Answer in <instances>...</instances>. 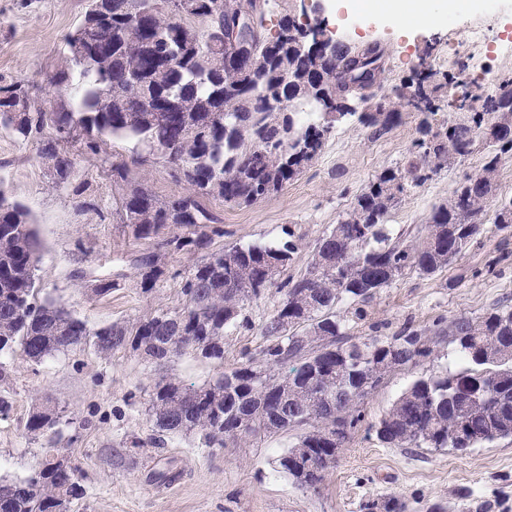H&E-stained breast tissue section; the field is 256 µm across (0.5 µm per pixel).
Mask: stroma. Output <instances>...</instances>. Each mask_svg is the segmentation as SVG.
Segmentation results:
<instances>
[{
	"instance_id": "obj_1",
	"label": "stroma",
	"mask_w": 512,
	"mask_h": 512,
	"mask_svg": "<svg viewBox=\"0 0 512 512\" xmlns=\"http://www.w3.org/2000/svg\"><path fill=\"white\" fill-rule=\"evenodd\" d=\"M323 5L334 37L352 46L377 41L385 47V91L416 85L429 74L490 95L503 77L512 76V0H498L492 13L469 7L456 28L434 22L414 26L404 36L397 35L384 12L359 23L355 10L337 6L336 0ZM84 7L85 0H0V78L29 85L35 106L59 99L48 79L59 68L63 39ZM474 27L498 33L506 47L472 48L468 35ZM448 116L444 106L427 116L406 105L393 128L379 138L355 118L336 125L321 152L279 192L249 206L207 200L224 228L216 247L270 243L291 229L298 250L287 273L299 277L315 240L350 209L375 175L404 161L423 122L438 125ZM135 157L134 141L123 139L108 142L102 154L83 157L84 197L100 205L99 211H83L80 197L52 188L36 144L0 133V189L30 209L43 243L38 283L92 327L132 322L182 302L174 279L152 293L142 292L130 257L144 244L119 225L115 202L123 188L113 182L110 166L128 164L132 176L145 179L162 199L184 193L185 186L164 164L140 166ZM481 163V152H473L408 189L390 214L392 230L410 236L421 232L432 210ZM78 269L86 274L81 289L72 278ZM100 277L113 281L110 294L93 293ZM279 301L273 292L248 305L253 327L226 332L223 364L237 363L257 346L256 327ZM499 303L512 305V225L495 224L489 211L465 254L432 276L405 271L370 301L366 321L350 333L387 336L407 323L432 331L438 321L477 316ZM219 367L189 351L162 370L129 351L103 356L91 347L39 363L15 360L9 379L0 383V395L13 401L9 417L0 418V477H25L42 458L43 439L27 434L24 424L34 408L45 406L58 414L63 435L73 440L86 489L70 512H360L363 502L390 496L405 498L411 512H427L434 503L446 512H480L483 503L488 512H512V440L460 457L445 449L394 448L373 429L417 377L461 371L448 336H437L430 358L394 369L365 399L361 426L315 489L297 487L277 472L278 457L293 443L288 435L265 437L245 448H199L190 436L167 439L161 447L152 443L148 400L160 374L198 386L215 378Z\"/></svg>"
}]
</instances>
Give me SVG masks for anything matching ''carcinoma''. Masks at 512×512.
<instances>
[{"instance_id":"1","label":"carcinoma","mask_w":512,"mask_h":512,"mask_svg":"<svg viewBox=\"0 0 512 512\" xmlns=\"http://www.w3.org/2000/svg\"><path fill=\"white\" fill-rule=\"evenodd\" d=\"M182 17L151 3L137 15L128 0H87L86 10L64 39L63 62L50 76L69 106L31 109L19 81L0 83V132L38 144L52 188L85 191L77 182L80 157L97 155L109 137L132 140L151 157L166 148L165 161L187 192L158 198L129 178L124 163L112 176L126 183L117 202L125 231L148 242L132 266L150 293L168 277L167 259L210 248L224 231L203 201L251 205L295 180L342 121L344 103L373 101L383 88L385 49L379 42L342 47L323 59L297 48V37L268 32L269 0H186ZM252 20L249 43L236 59L224 47V25L237 16ZM204 26L196 38L192 23ZM112 100H107V92ZM468 108L438 128L425 125L402 165L383 170L356 197L352 210L316 240L306 273L281 279L298 245L231 244L213 251L181 277V306L159 309L134 322L97 328L55 299L40 296L36 281L42 244L29 210L7 201L0 189V357L33 363L94 346L98 353L130 349L165 365L192 350L222 368L220 376L187 387L174 377L155 383L149 411L162 445L170 436L194 435L202 448L240 447L260 436L294 433L296 443L277 459L278 472L297 487L322 482L336 465L349 435L364 420L361 404L395 368L430 357L434 342L409 325L390 336L355 338L349 324L367 317L365 305L407 270L431 276L446 268L482 230L486 207L495 223L512 224V199H488V188L469 179L453 190L411 240L392 234L391 210L400 194L467 156L485 135L481 170L498 171L512 160V77L478 105L457 103L450 83L432 75L413 94L393 90L386 104L358 120L377 135L389 131L410 99L433 112L434 101ZM280 98L295 106L292 117L269 111ZM329 111L318 109V100ZM308 106L307 119L300 111ZM78 148L72 150L69 144ZM281 294L260 325L262 342L242 361L224 366V331L249 326L247 306L271 290ZM349 302L344 315L336 305ZM467 368L446 376H420L374 425L395 448L448 449L458 456L486 443L512 440V306L500 304L477 317L448 324ZM59 419L50 409L28 417L25 429L59 443ZM50 448L24 478L0 480V512H57L84 497L77 466L63 468ZM362 512H408L399 497L368 500Z\"/></svg>"}]
</instances>
